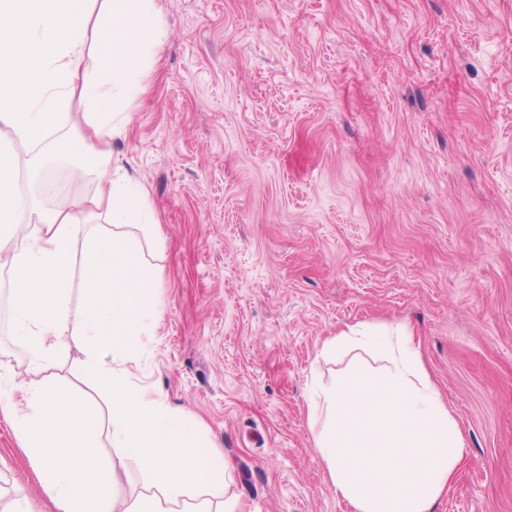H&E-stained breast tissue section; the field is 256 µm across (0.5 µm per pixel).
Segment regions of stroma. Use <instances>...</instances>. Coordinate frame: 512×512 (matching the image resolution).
Instances as JSON below:
<instances>
[{
    "instance_id": "obj_1",
    "label": "stroma",
    "mask_w": 512,
    "mask_h": 512,
    "mask_svg": "<svg viewBox=\"0 0 512 512\" xmlns=\"http://www.w3.org/2000/svg\"><path fill=\"white\" fill-rule=\"evenodd\" d=\"M112 155L167 239L136 385L241 512H351L314 450L328 337L406 323L466 456L433 512H512V0H164ZM81 337L46 366L106 406ZM31 379L0 270V383ZM53 506L0 412V502Z\"/></svg>"
}]
</instances>
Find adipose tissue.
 <instances>
[{
  "instance_id": "adipose-tissue-1",
  "label": "adipose tissue",
  "mask_w": 512,
  "mask_h": 512,
  "mask_svg": "<svg viewBox=\"0 0 512 512\" xmlns=\"http://www.w3.org/2000/svg\"><path fill=\"white\" fill-rule=\"evenodd\" d=\"M91 17L92 38L84 24ZM165 35L163 0H0V268L11 273L15 332L34 365L67 336H85L90 366L109 390L104 413L42 378L0 392L56 512H236L224 499L231 478L224 455L204 441L199 421L130 382L134 338L161 318L160 271L142 243L161 251L167 241L146 192L113 168L110 144L123 137L126 103L141 92ZM91 51L100 59L96 78L84 74ZM17 141L34 149L80 145L94 168L72 176L92 178L93 190L38 212L19 192ZM15 238L19 248H4ZM75 281L88 298L77 314L68 299ZM103 351L112 354L110 366L99 362ZM320 354L372 359L331 382L312 380L314 448L337 495L352 512H432L465 443L412 330L359 322L326 339ZM106 438L109 456L101 452ZM131 460L141 466L143 489L123 494Z\"/></svg>"
}]
</instances>
